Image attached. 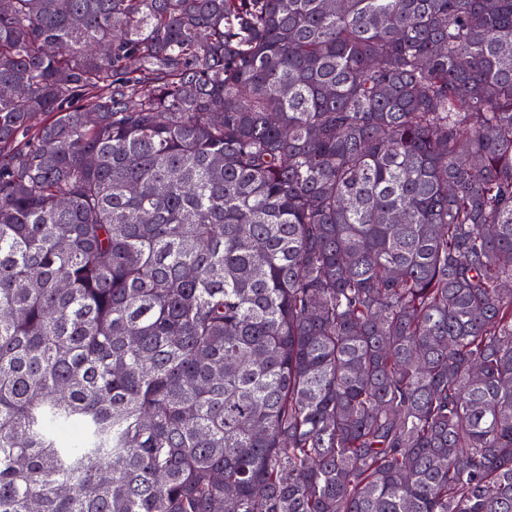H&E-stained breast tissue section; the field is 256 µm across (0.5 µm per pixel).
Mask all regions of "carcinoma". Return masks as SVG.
I'll return each instance as SVG.
<instances>
[{"label": "carcinoma", "instance_id": "obj_1", "mask_svg": "<svg viewBox=\"0 0 512 512\" xmlns=\"http://www.w3.org/2000/svg\"><path fill=\"white\" fill-rule=\"evenodd\" d=\"M1 86L0 512H512V0H0Z\"/></svg>", "mask_w": 512, "mask_h": 512}]
</instances>
